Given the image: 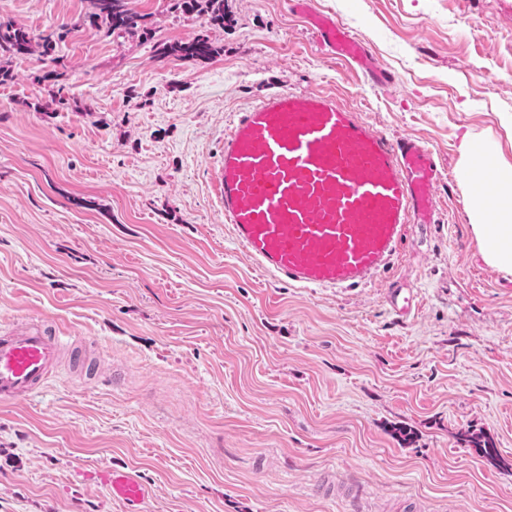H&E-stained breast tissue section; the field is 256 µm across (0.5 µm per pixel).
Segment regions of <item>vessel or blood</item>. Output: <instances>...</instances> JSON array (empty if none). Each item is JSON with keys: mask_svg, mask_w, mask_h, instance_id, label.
I'll return each mask as SVG.
<instances>
[{"mask_svg": "<svg viewBox=\"0 0 512 512\" xmlns=\"http://www.w3.org/2000/svg\"><path fill=\"white\" fill-rule=\"evenodd\" d=\"M315 45L358 66L372 85L391 82L368 46L312 0H289ZM443 178L431 149L392 138L323 91L280 89L235 113L224 133L213 189L236 243L271 279L299 289L347 291L393 266L409 227L439 221ZM386 302L410 316L412 284L395 281ZM65 342L41 320L0 330V403L39 392ZM112 498L140 505L145 488L128 472L107 480Z\"/></svg>", "mask_w": 512, "mask_h": 512, "instance_id": "vessel-or-blood-1", "label": "vessel or blood"}]
</instances>
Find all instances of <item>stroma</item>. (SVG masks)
<instances>
[{
    "mask_svg": "<svg viewBox=\"0 0 512 512\" xmlns=\"http://www.w3.org/2000/svg\"><path fill=\"white\" fill-rule=\"evenodd\" d=\"M127 3L147 34L90 25L89 0H0L33 37L70 30L0 85V328L51 321L96 363L0 406V512H124L122 468L141 512H512V275L480 252L459 150L512 161V0H314L385 87L322 55L288 0H224L220 26ZM196 39L212 53L163 52ZM285 87L444 165L441 224L372 286L267 278L214 201L233 114ZM393 277L419 288L413 317L390 311ZM107 483L112 498L123 501L128 507H136L145 499V488L131 473L113 471Z\"/></svg>",
    "mask_w": 512,
    "mask_h": 512,
    "instance_id": "1",
    "label": "stroma"
}]
</instances>
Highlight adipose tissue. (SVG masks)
<instances>
[{"instance_id":"adipose-tissue-1","label":"adipose tissue","mask_w":512,"mask_h":512,"mask_svg":"<svg viewBox=\"0 0 512 512\" xmlns=\"http://www.w3.org/2000/svg\"><path fill=\"white\" fill-rule=\"evenodd\" d=\"M463 172L477 164L494 171L492 193L471 190L467 214L485 261L500 272L512 274V162L491 145L464 139L461 146Z\"/></svg>"}]
</instances>
